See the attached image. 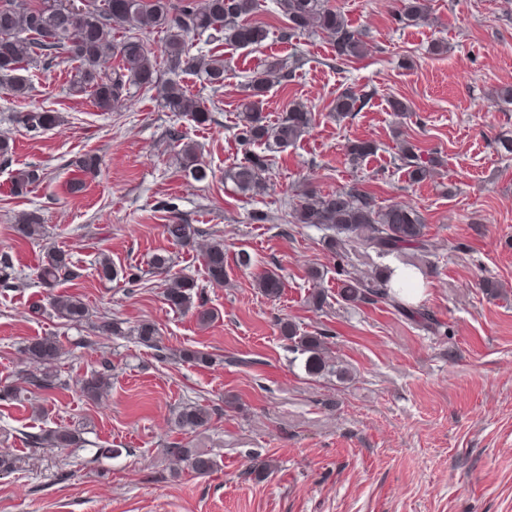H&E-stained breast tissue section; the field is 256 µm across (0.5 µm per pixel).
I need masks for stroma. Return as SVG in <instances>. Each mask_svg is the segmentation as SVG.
<instances>
[{"label": "stroma", "mask_w": 512, "mask_h": 512, "mask_svg": "<svg viewBox=\"0 0 512 512\" xmlns=\"http://www.w3.org/2000/svg\"><path fill=\"white\" fill-rule=\"evenodd\" d=\"M260 2L261 46L191 39L193 54L221 56L226 69L216 91L200 73L178 76L210 111L207 125L166 112L156 91L131 82L101 111L90 93L72 90L76 66L61 58L48 71L27 65V99L0 92V138L13 147L0 161V254L14 264L0 287V386L15 391L0 400V452L17 459L0 474V512H512V155L500 145L512 138V104L498 96L512 87V0H432L429 23L409 27L394 20L396 0H332L366 34L365 55L345 62L327 36L285 42L275 0ZM271 57L294 72L267 92L269 121L295 101L314 125L270 151L268 189L252 197L229 173L246 154L236 138L244 83ZM347 89L366 104L340 120L333 103ZM392 99L407 115L391 111ZM34 108L56 112V125L27 129L20 115ZM173 130L196 144L206 180L182 172ZM354 140L374 142L376 153L350 164ZM404 141L416 162L434 163L432 179L409 182ZM87 155L99 166L86 174L76 162ZM33 165L41 181L16 194L15 173ZM354 183L422 215L433 253L418 304L441 332L337 296L339 269L391 268L399 257L346 254L329 247L327 230L289 223L302 190ZM30 211L42 218L41 238L14 230ZM259 212L269 222H255ZM176 216L201 238L223 240V285L210 282L196 246L168 240L164 226ZM52 249L70 254L79 274L57 290L83 300V323L57 318L33 274ZM156 254L169 257L171 276L196 281L212 322L166 305ZM104 255L117 272L109 281L95 270ZM314 268L327 295L319 311L307 302ZM268 271L284 283L279 298L257 286ZM106 317L123 335L99 334ZM285 321L326 336L348 378L309 373L281 334ZM144 322L156 325L159 349L127 336ZM43 336L64 348L63 385L49 393L29 385L24 355ZM185 349L211 364L180 359ZM106 359L112 390L88 400L79 382ZM188 402L210 410L209 425H176ZM59 427L77 431L78 445L30 443ZM180 446L207 453L214 471L199 476L179 463ZM257 456L275 465L261 481L249 473Z\"/></svg>", "instance_id": "stroma-1"}]
</instances>
